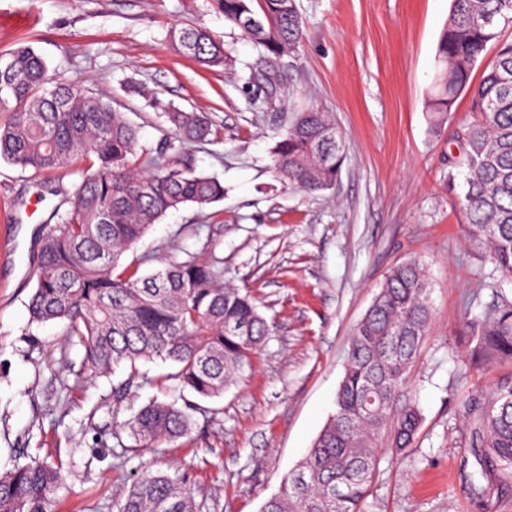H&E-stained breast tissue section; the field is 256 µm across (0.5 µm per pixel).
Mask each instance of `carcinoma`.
<instances>
[{
    "instance_id": "cac0c4a2",
    "label": "carcinoma",
    "mask_w": 512,
    "mask_h": 512,
    "mask_svg": "<svg viewBox=\"0 0 512 512\" xmlns=\"http://www.w3.org/2000/svg\"><path fill=\"white\" fill-rule=\"evenodd\" d=\"M216 0L224 19L259 52V61L281 57L302 39L296 0ZM512 23V0H452L436 48L437 72L428 98L432 125L440 129L461 95L473 120L460 137L465 169L461 200L472 246L487 253L494 272L512 279V40L500 25ZM179 51L200 66L226 61L224 44L198 26L174 27ZM495 55L477 83L471 79L488 46ZM171 134L150 149L139 147V127L91 92L50 81L46 60L31 45L0 58V160L52 171L72 160L88 162L73 184L71 206L57 205L38 234L36 288L31 321L60 322L68 342L83 349L77 379L118 368L126 378L115 400L146 382L143 362L159 359L174 371L161 377L197 398L212 399L236 382L272 326L247 291L224 283L222 259L189 253L148 274L122 266L126 252L169 210L205 208L224 198V186L197 170L188 143L215 135L203 112L186 111L155 97ZM272 169L286 187L318 192L338 180L345 160L336 125L315 106L294 113L277 133ZM432 319L423 266H394L356 323L336 409L305 458L282 481L260 512H362L387 441L397 455L418 437L419 406L404 400L409 374ZM472 360L512 361V301L493 293L470 325ZM198 407L189 401L153 400L112 428L117 457L160 448L191 435ZM469 447L481 474L512 479V387L497 389L473 409ZM129 442H124L123 438ZM61 459L33 458L0 473V512H50L64 482ZM115 512H210L178 476L146 469L112 504Z\"/></svg>"
}]
</instances>
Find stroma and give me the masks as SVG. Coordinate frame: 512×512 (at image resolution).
Returning <instances> with one entry per match:
<instances>
[{
  "instance_id": "stroma-1",
  "label": "stroma",
  "mask_w": 512,
  "mask_h": 512,
  "mask_svg": "<svg viewBox=\"0 0 512 512\" xmlns=\"http://www.w3.org/2000/svg\"><path fill=\"white\" fill-rule=\"evenodd\" d=\"M303 39L276 69L271 103L249 76L269 66L211 0H0V54L36 47L51 77L111 100L151 146L165 126L151 96L206 113L220 131L193 144L199 170L224 185L223 200L186 206L154 224L126 254L148 273L186 253L222 258L224 279L250 290L272 323L266 343L221 397L200 401L190 439L118 459L98 428L112 424V389L123 370L75 383L83 351L55 322H31L37 232L70 200L83 162L52 174L0 161V470L28 454L60 456L66 480L52 512L111 505L143 463L184 477L211 512H260L306 455L334 410L352 329L388 270L419 260L433 318L411 370L408 396L423 414L406 458L383 451L363 512H512V483L480 475L461 440L475 399L512 385V362L474 368L465 322L502 288L467 239L463 178L448 182L455 137L470 121L459 99L441 130L430 125L428 89L451 0H297ZM193 24L223 41L227 64L205 69L177 52L169 32ZM136 85L140 95L130 96ZM312 104L341 131L346 160L336 185L287 188L271 169L284 116ZM147 383L121 403L129 417L170 372L142 364Z\"/></svg>"
}]
</instances>
